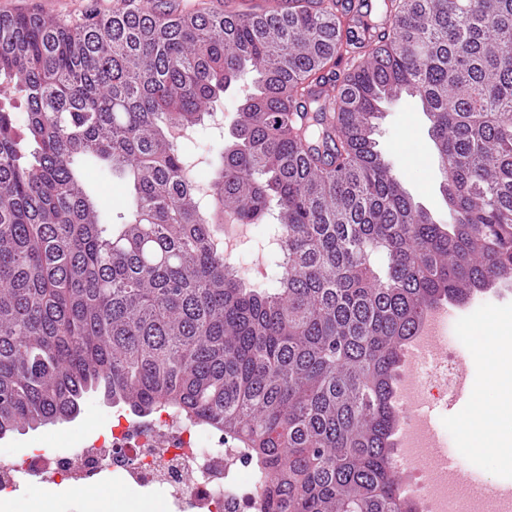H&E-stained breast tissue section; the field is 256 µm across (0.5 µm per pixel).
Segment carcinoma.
Segmentation results:
<instances>
[{
    "instance_id": "obj_1",
    "label": "carcinoma",
    "mask_w": 512,
    "mask_h": 512,
    "mask_svg": "<svg viewBox=\"0 0 512 512\" xmlns=\"http://www.w3.org/2000/svg\"><path fill=\"white\" fill-rule=\"evenodd\" d=\"M347 0L0 19V438L90 392L239 442L262 512H417L393 467L402 351L426 311L512 281V0ZM248 81L201 193L176 133ZM407 96L430 121L448 220L375 139ZM127 179L99 204L87 164ZM281 226L259 288L224 212Z\"/></svg>"
}]
</instances>
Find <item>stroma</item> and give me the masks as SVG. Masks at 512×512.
<instances>
[{
	"label": "stroma",
	"mask_w": 512,
	"mask_h": 512,
	"mask_svg": "<svg viewBox=\"0 0 512 512\" xmlns=\"http://www.w3.org/2000/svg\"><path fill=\"white\" fill-rule=\"evenodd\" d=\"M118 3L119 0H0V15L40 13L73 21L92 11L102 15L111 13ZM376 139L397 172L403 176L407 189L416 201L439 216H447L448 210L438 190L441 180L438 161L429 135V124L423 113L418 112L405 98L386 106L377 121ZM511 316L512 287L505 289L500 297L479 295L477 302L468 303L465 311L449 326L444 338L448 353L453 361L467 362L476 382H483L486 364L475 353V326L487 319ZM433 406L437 424L449 434L448 447L457 452L465 472L477 473L489 484L512 479V469L499 467L494 457H478L463 451L456 434L466 413L465 408L447 413L439 399L434 400ZM129 417L130 412L125 407L106 404L99 394L91 393L85 397L81 413L75 420L0 439V459L19 456L37 443L49 442L65 448L76 439L92 441L107 438L112 430L123 427Z\"/></svg>",
	"instance_id": "stroma-1"
}]
</instances>
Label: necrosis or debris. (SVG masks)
<instances>
[{
  "instance_id": "necrosis-or-debris-1",
  "label": "necrosis or debris",
  "mask_w": 512,
  "mask_h": 512,
  "mask_svg": "<svg viewBox=\"0 0 512 512\" xmlns=\"http://www.w3.org/2000/svg\"><path fill=\"white\" fill-rule=\"evenodd\" d=\"M413 454L399 477L419 512H458L445 475L424 459L422 447H414ZM107 470L129 486L164 489L168 512H260L255 491L264 476L247 454L212 438L198 423L167 412L100 443L39 446L27 449L22 460L1 461L0 497L16 494L35 478L51 482L61 476L83 488Z\"/></svg>"
}]
</instances>
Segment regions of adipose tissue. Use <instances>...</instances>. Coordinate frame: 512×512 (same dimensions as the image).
I'll return each mask as SVG.
<instances>
[{
  "label": "adipose tissue",
  "mask_w": 512,
  "mask_h": 512,
  "mask_svg": "<svg viewBox=\"0 0 512 512\" xmlns=\"http://www.w3.org/2000/svg\"><path fill=\"white\" fill-rule=\"evenodd\" d=\"M498 324L486 320L480 327L476 350L487 362L486 381L477 388L472 408L464 419L465 447L478 454L512 458V415L504 416L503 403L512 404V367L503 368L496 346Z\"/></svg>",
  "instance_id": "ef3b65f1"
}]
</instances>
